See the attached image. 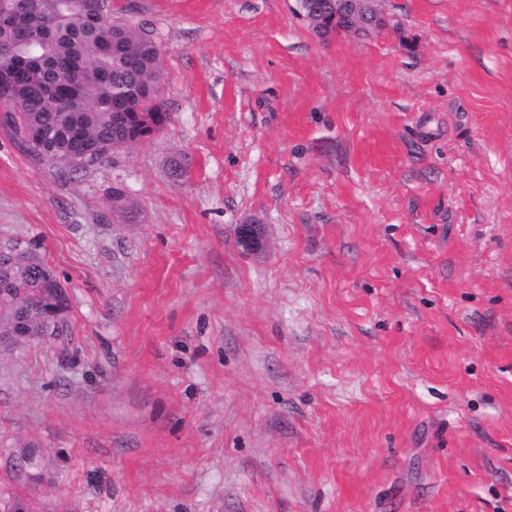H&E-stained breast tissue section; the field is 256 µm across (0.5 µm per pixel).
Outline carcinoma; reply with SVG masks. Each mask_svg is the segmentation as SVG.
<instances>
[{"instance_id": "cac0c4a2", "label": "carcinoma", "mask_w": 512, "mask_h": 512, "mask_svg": "<svg viewBox=\"0 0 512 512\" xmlns=\"http://www.w3.org/2000/svg\"><path fill=\"white\" fill-rule=\"evenodd\" d=\"M4 2L0 46L14 53L0 57V68L12 71L19 109L5 113L0 125L33 161L86 148V163L55 167L93 171L118 145L152 139L170 123L163 55L146 32L112 23L97 0H60L48 13L30 14L11 13ZM311 3L329 35L347 32L332 0ZM3 275L11 277L12 293L0 295V336L20 330L40 342L51 335L55 317L58 335L70 336V294L31 244L0 250Z\"/></svg>"}]
</instances>
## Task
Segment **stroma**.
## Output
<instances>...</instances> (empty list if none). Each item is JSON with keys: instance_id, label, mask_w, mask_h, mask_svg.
Instances as JSON below:
<instances>
[{"instance_id": "obj_1", "label": "stroma", "mask_w": 512, "mask_h": 512, "mask_svg": "<svg viewBox=\"0 0 512 512\" xmlns=\"http://www.w3.org/2000/svg\"><path fill=\"white\" fill-rule=\"evenodd\" d=\"M381 9L325 41L299 0H112L163 52L164 132L60 173L0 130V241L73 326L0 357V496L512 512V0ZM238 245L245 252H257L264 246L261 224H241L237 228Z\"/></svg>"}]
</instances>
